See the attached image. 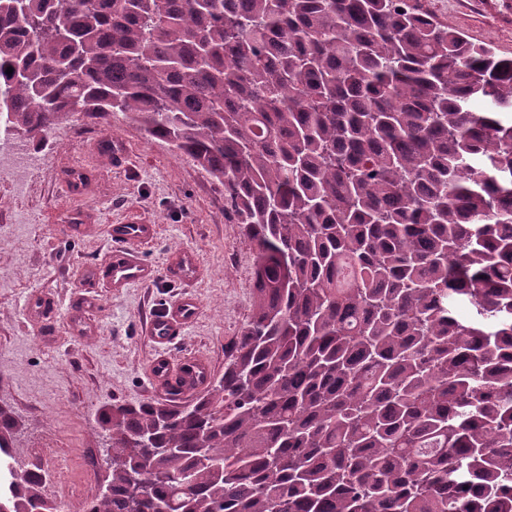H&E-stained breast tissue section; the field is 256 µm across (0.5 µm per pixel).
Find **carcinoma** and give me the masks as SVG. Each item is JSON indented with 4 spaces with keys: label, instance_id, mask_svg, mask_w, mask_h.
<instances>
[{
    "label": "carcinoma",
    "instance_id": "cac0c4a2",
    "mask_svg": "<svg viewBox=\"0 0 512 512\" xmlns=\"http://www.w3.org/2000/svg\"><path fill=\"white\" fill-rule=\"evenodd\" d=\"M114 112L224 184L256 265L205 393L102 411L84 512H512V57L419 0H0L8 130Z\"/></svg>",
    "mask_w": 512,
    "mask_h": 512
}]
</instances>
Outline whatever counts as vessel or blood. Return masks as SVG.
Listing matches in <instances>:
<instances>
[{
  "mask_svg": "<svg viewBox=\"0 0 512 512\" xmlns=\"http://www.w3.org/2000/svg\"><path fill=\"white\" fill-rule=\"evenodd\" d=\"M66 190L72 201L66 208L68 219L65 229L70 233L82 232L86 211L81 202V192L71 183L67 184ZM155 233V225L143 221L126 220L113 225V248L108 259L78 270L74 276L76 287L116 291L152 282L156 277V269L140 256L138 248L152 241ZM201 271L199 256L192 250H175L166 262L167 276L185 285L194 283ZM198 314L197 298L186 295L154 310L144 322V331L156 346L165 348L183 335ZM149 376L159 391L164 392L174 387L179 389L181 395L188 396L208 387L212 371L209 363L201 358L174 361L160 355L151 361Z\"/></svg>",
  "mask_w": 512,
  "mask_h": 512,
  "instance_id": "b4317fda",
  "label": "vessel or blood"
}]
</instances>
